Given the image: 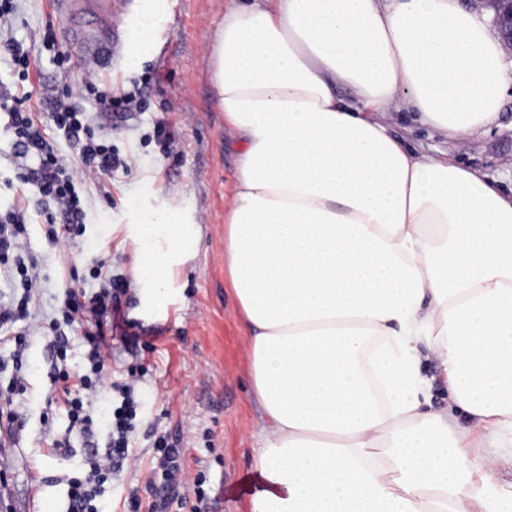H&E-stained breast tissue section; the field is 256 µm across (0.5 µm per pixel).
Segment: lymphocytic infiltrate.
I'll list each match as a JSON object with an SVG mask.
<instances>
[{"label": "lymphocytic infiltrate", "mask_w": 512, "mask_h": 512, "mask_svg": "<svg viewBox=\"0 0 512 512\" xmlns=\"http://www.w3.org/2000/svg\"><path fill=\"white\" fill-rule=\"evenodd\" d=\"M16 11L15 0H0V59L9 60L19 82L25 83L31 73L30 49L12 34ZM100 81L96 69L86 68L82 82L70 86L62 98L55 100L52 111L46 115L32 110L30 93L19 95L0 89V126L14 142L20 179L25 183L34 182L41 204L37 215L47 226L50 242L62 248L79 233L84 222L83 197L76 183L77 175L99 181L131 169L130 157L120 156L111 144L96 136L85 101H92L101 116L145 109L140 88L115 95L99 90ZM48 122L69 141L71 154L61 153L47 140L44 125ZM31 217L27 207L20 204L0 209V272L14 280L17 290L9 304H0V336L18 350L25 346L26 337L16 325L30 317L31 303L40 280L37 262L24 249ZM125 292L126 282L121 277L108 279L100 292L87 299L81 298L75 289L65 291L62 322L79 328L87 348L90 370L82 374L69 368L67 350L58 339L54 342L57 356L52 378L61 386L72 429L85 436L92 431L91 412L101 399L100 387L110 368L112 349L105 329L111 325L113 316L119 315ZM128 375V382L112 384L117 398L107 405L103 416L108 428L104 452L95 451L89 455L87 477H74L68 482V512H99L95 505L97 496L104 493L106 483L129 457L137 417L131 383L137 375L136 369H129ZM154 448L161 479L148 481L145 489L150 494H155L156 489H164V496H157L152 509L153 512H167L181 490L191 488L192 483L182 469L179 440L161 436L155 440Z\"/></svg>", "instance_id": "obj_1"}]
</instances>
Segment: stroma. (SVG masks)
Segmentation results:
<instances>
[{
  "mask_svg": "<svg viewBox=\"0 0 512 512\" xmlns=\"http://www.w3.org/2000/svg\"><path fill=\"white\" fill-rule=\"evenodd\" d=\"M229 0H167L151 46L139 56L125 42L113 44L100 67L113 92L145 83L147 110L115 114L105 121L113 148L133 157L131 172L83 188L85 224L68 248L49 244L44 226L31 224L26 249L41 268L24 351L23 390L14 397L18 426L0 433V454L10 470L0 482V512H67L68 477L84 468L91 449L105 448L107 432L94 427L91 439L70 436L67 455L52 442L67 435L69 421L56 404L51 380L54 349L48 324L58 315L65 287L86 294L99 290L89 266L122 276L130 286L116 318L128 342L112 347L114 370L136 368L139 400L132 456L107 484L109 512H122L129 491L151 478L158 435L180 438L184 468L202 476L200 491H187L168 512H248L254 490L249 465L259 446L262 421L248 393L246 339L224 285V212L230 204L238 142L224 129L210 79L209 46ZM65 33L68 23L51 0H19L13 34L26 40L46 27ZM71 66L62 70L42 56L33 76L38 92L52 97L84 77V53L68 41ZM167 121L175 140L164 153L152 136L153 119ZM388 122L416 153L448 151L503 191L512 190V85L503 94L495 123L454 144L422 126L407 111ZM145 224H191L199 236L194 258L163 290L135 285L140 253L159 248L144 238Z\"/></svg>",
  "mask_w": 512,
  "mask_h": 512,
  "instance_id": "35a3bbf8",
  "label": "stroma"
}]
</instances>
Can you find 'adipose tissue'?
<instances>
[{
    "mask_svg": "<svg viewBox=\"0 0 512 512\" xmlns=\"http://www.w3.org/2000/svg\"><path fill=\"white\" fill-rule=\"evenodd\" d=\"M209 57L240 143L224 282L265 417L249 512H512V196L386 121L493 123L499 36L459 0H233ZM194 232L167 225L155 283ZM439 365L425 349L422 350L421 372L430 380L427 389L428 398L435 409H443L448 405V388L438 375ZM435 377V379H432Z\"/></svg>",
    "mask_w": 512,
    "mask_h": 512,
    "instance_id": "adipose-tissue-1",
    "label": "adipose tissue"
}]
</instances>
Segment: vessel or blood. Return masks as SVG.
I'll return each instance as SVG.
<instances>
[{"instance_id": "vessel-or-blood-1", "label": "vessel or blood", "mask_w": 512, "mask_h": 512, "mask_svg": "<svg viewBox=\"0 0 512 512\" xmlns=\"http://www.w3.org/2000/svg\"><path fill=\"white\" fill-rule=\"evenodd\" d=\"M52 4L67 18L73 40L108 48L119 41L134 0H52Z\"/></svg>"}]
</instances>
